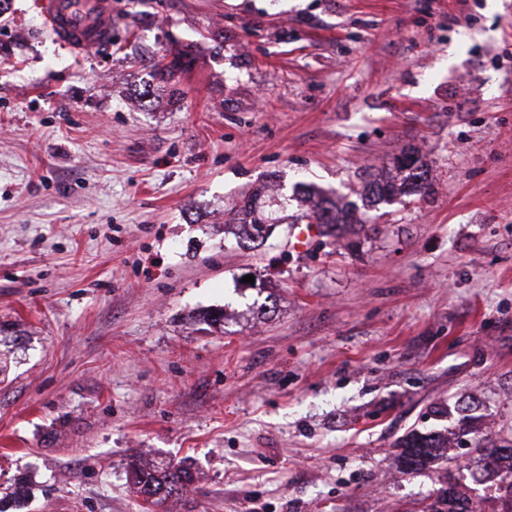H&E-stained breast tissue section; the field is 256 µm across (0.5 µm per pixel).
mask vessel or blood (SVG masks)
<instances>
[{"label": "vessel or blood", "mask_w": 512, "mask_h": 512, "mask_svg": "<svg viewBox=\"0 0 512 512\" xmlns=\"http://www.w3.org/2000/svg\"><path fill=\"white\" fill-rule=\"evenodd\" d=\"M40 17L57 43L80 54L112 36L111 0H41Z\"/></svg>", "instance_id": "obj_1"}]
</instances>
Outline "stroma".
<instances>
[{
	"label": "stroma",
	"mask_w": 512,
	"mask_h": 512,
	"mask_svg": "<svg viewBox=\"0 0 512 512\" xmlns=\"http://www.w3.org/2000/svg\"><path fill=\"white\" fill-rule=\"evenodd\" d=\"M35 3L0 6V512H148L135 463L191 469L168 512H406L450 473L497 512L455 412L512 438V0H112L83 55ZM413 149L431 194L360 237L228 221ZM413 430L448 446L410 473ZM230 221L239 224L247 238L252 240L253 238H264L260 234L263 224H268L269 228L273 224H279L277 219L266 214L257 205L256 199L253 196H249L242 201V205L236 210L234 217Z\"/></svg>",
	"instance_id": "stroma-1"
}]
</instances>
